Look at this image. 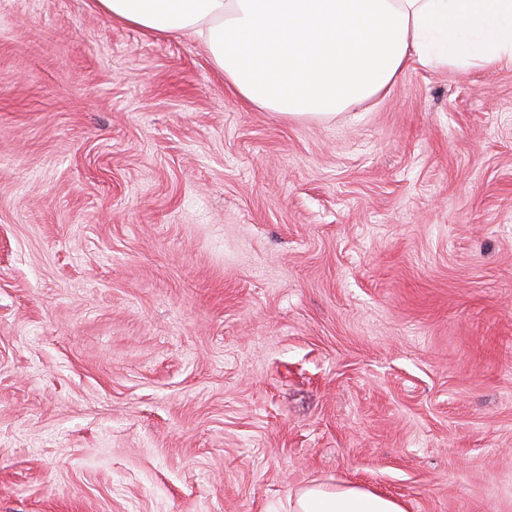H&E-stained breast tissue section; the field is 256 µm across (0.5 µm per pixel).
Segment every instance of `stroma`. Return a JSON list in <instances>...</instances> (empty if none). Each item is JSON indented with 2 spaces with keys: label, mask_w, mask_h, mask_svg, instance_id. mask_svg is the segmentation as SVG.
<instances>
[{
  "label": "stroma",
  "mask_w": 512,
  "mask_h": 512,
  "mask_svg": "<svg viewBox=\"0 0 512 512\" xmlns=\"http://www.w3.org/2000/svg\"><path fill=\"white\" fill-rule=\"evenodd\" d=\"M512 512V67L291 120L206 48L0 0V512ZM294 512H404V509L398 502L358 486L328 490L314 485L298 494Z\"/></svg>",
  "instance_id": "1"
}]
</instances>
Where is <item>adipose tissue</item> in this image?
Returning <instances> with one entry per match:
<instances>
[{
    "instance_id": "obj_1",
    "label": "adipose tissue",
    "mask_w": 512,
    "mask_h": 512,
    "mask_svg": "<svg viewBox=\"0 0 512 512\" xmlns=\"http://www.w3.org/2000/svg\"><path fill=\"white\" fill-rule=\"evenodd\" d=\"M119 23L208 49L245 102L295 119L385 96L407 70L512 63V0H93ZM294 512H404L358 486L301 491Z\"/></svg>"
}]
</instances>
